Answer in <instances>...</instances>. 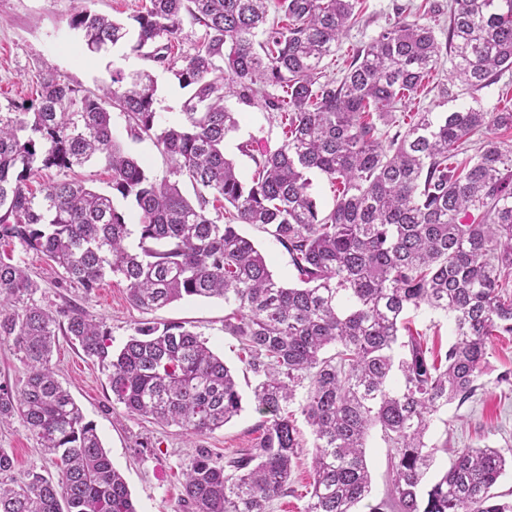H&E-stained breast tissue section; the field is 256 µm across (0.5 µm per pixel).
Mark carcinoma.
Listing matches in <instances>:
<instances>
[{
	"label": "carcinoma",
	"instance_id": "cac0c4a2",
	"mask_svg": "<svg viewBox=\"0 0 512 512\" xmlns=\"http://www.w3.org/2000/svg\"><path fill=\"white\" fill-rule=\"evenodd\" d=\"M361 2L142 0L132 50L154 46L147 58L191 89L181 119L159 133L146 71L112 74L100 95L48 76L37 99L0 112V244L43 255L88 293L118 277L141 310L185 298H219L229 309L224 333L240 342L255 378L262 434L222 465L199 449L184 474L191 512H270L287 495L301 448L295 403L314 439L304 512H355L369 498L365 448L375 428L391 448V502L369 512H512L491 493L512 467V449L464 448L427 480L448 447L432 442L433 421L448 424L444 408L473 396L488 341L512 335V140L487 138L471 155L464 147L484 128L512 131V109L395 116L446 56L452 78L473 93L511 71L512 0H448L444 42L397 4L395 22L330 77L323 60L360 23ZM186 16L204 34L178 64L157 43L179 39ZM70 26L91 51L128 34L86 0ZM229 96L281 119L278 149L238 145L253 163L248 179L225 153L238 130ZM114 108L130 137L154 139L169 176L151 178L121 147ZM92 161L111 172L112 192L69 179L39 197L28 190L40 170ZM313 171L336 185L327 213L311 193ZM118 197L132 210L118 208ZM242 224L288 253L299 284L274 278ZM39 288L21 259L0 252V340H12L27 368L18 383L0 382V424L20 418L58 473L18 476L0 448V512H137L95 425L56 377L58 336L108 368L113 399L129 414L189 437L241 413L235 371L179 323L137 322L115 351L82 308L36 303ZM421 309L450 322L440 357L411 328L407 313Z\"/></svg>",
	"mask_w": 512,
	"mask_h": 512
}]
</instances>
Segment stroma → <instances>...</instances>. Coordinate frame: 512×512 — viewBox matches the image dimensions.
<instances>
[{
  "label": "stroma",
  "instance_id": "obj_1",
  "mask_svg": "<svg viewBox=\"0 0 512 512\" xmlns=\"http://www.w3.org/2000/svg\"><path fill=\"white\" fill-rule=\"evenodd\" d=\"M422 0H363V23L351 27L338 41L333 55L325 59L328 74L340 75L358 47L381 27L395 19V4L419 6ZM75 0H0V110L12 103L31 101L37 96L43 77L54 75L89 94L107 82L112 70L124 73L150 72L157 86L156 108L162 125L175 124L189 96L170 72L130 49L129 42L118 43L100 53L89 52L77 31L70 26ZM226 106L235 112L240 129L225 150L235 157L242 176H250L253 164L239 155L236 145L257 138L261 147L274 149L283 135L277 113L261 105H246L230 97ZM113 133L137 159L150 177L167 176L169 163L151 140L132 141L126 133L125 118L112 113ZM40 289L38 304L56 309L72 304L102 323L120 348L132 333V326L143 317L157 322H181L207 339L215 353L234 368L243 394V410L224 427L190 438L177 427H162L131 416L112 399L108 372L84 356L67 337H59L53 354L59 381L80 405L86 419L95 424L112 465L124 477L137 512H184L183 473L197 449H205L217 462L248 452L256 446L261 431L251 387L252 374L240 360L242 352L234 337L224 333V303L219 299H185L143 314L133 307L121 279H106L92 292L74 285H63L62 272L53 269L32 252L21 255ZM512 373V336L494 337L488 345L487 364L475 394L464 404L449 405L443 421L435 422L432 439L447 442L438 452L436 469L450 464L454 450L461 448H512V386L501 383L500 375ZM303 446L288 478L289 493L276 500L272 512H304L309 499L313 436L307 424H300ZM0 448L8 449L17 472L29 470L47 474L55 468L31 437L22 421L0 427ZM390 450L378 432L367 439L366 460L372 475L368 505L387 499Z\"/></svg>",
  "mask_w": 512,
  "mask_h": 512
}]
</instances>
